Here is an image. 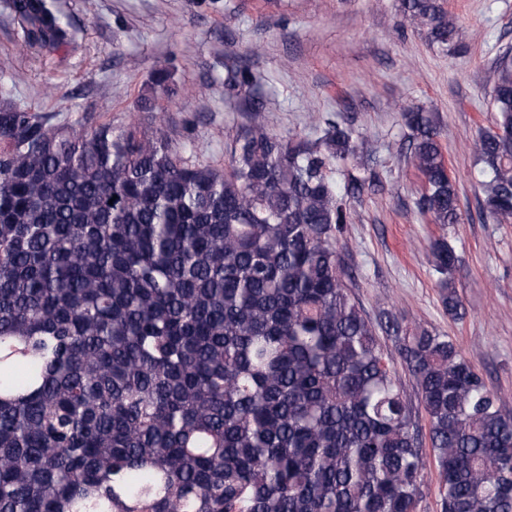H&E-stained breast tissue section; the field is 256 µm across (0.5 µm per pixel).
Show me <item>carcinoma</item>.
Instances as JSON below:
<instances>
[{
  "instance_id": "cac0c4a2",
  "label": "carcinoma",
  "mask_w": 512,
  "mask_h": 512,
  "mask_svg": "<svg viewBox=\"0 0 512 512\" xmlns=\"http://www.w3.org/2000/svg\"><path fill=\"white\" fill-rule=\"evenodd\" d=\"M22 47L58 46L52 0H10ZM432 44L441 0H402ZM228 69L225 86L256 83ZM487 81L496 132L472 152L481 209L512 218V54ZM155 71L140 108L172 93ZM417 212L458 224L439 119L403 113ZM346 119L316 138L254 117L224 169L160 128L16 105L0 78V512H418L429 447L442 512H512V413L447 336L386 330L403 396L339 246L349 200L385 189ZM444 307L458 257L432 247ZM377 335L384 350L392 355L394 367L396 368L398 377L400 378V381L402 383L406 400L410 403V405H412L416 414L419 413L420 417L423 412L420 403V397L417 393V389L415 387V383L412 377L401 365V361L395 352L392 337L386 334L385 330L381 329L380 327H378L377 329Z\"/></svg>"
}]
</instances>
